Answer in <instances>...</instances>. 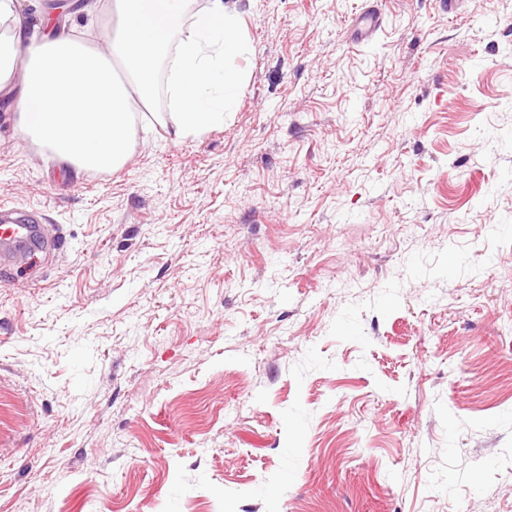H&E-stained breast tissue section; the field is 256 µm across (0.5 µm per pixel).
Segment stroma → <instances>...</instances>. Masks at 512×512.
I'll use <instances>...</instances> for the list:
<instances>
[{
	"mask_svg": "<svg viewBox=\"0 0 512 512\" xmlns=\"http://www.w3.org/2000/svg\"><path fill=\"white\" fill-rule=\"evenodd\" d=\"M96 0H19L93 34ZM380 26L352 44L350 23ZM249 81L125 164L24 138L0 200V512H512V0H239ZM32 217L11 222L8 218L0 221V258L3 256V247L21 252L36 244L47 247L55 246L53 238H47L44 234L42 224H32Z\"/></svg>",
	"mask_w": 512,
	"mask_h": 512,
	"instance_id": "1",
	"label": "stroma"
}]
</instances>
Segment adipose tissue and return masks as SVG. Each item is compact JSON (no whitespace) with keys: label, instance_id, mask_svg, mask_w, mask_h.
Here are the masks:
<instances>
[{"label":"adipose tissue","instance_id":"obj_1","mask_svg":"<svg viewBox=\"0 0 512 512\" xmlns=\"http://www.w3.org/2000/svg\"><path fill=\"white\" fill-rule=\"evenodd\" d=\"M183 0H111L110 51L75 33H28L16 0H0V91L23 75L17 103L24 136L79 170L110 171L127 156L135 104L150 105L161 57L174 58L169 119L176 133L200 132L233 111L247 83L234 57L249 48L236 0H207L176 37Z\"/></svg>","mask_w":512,"mask_h":512}]
</instances>
